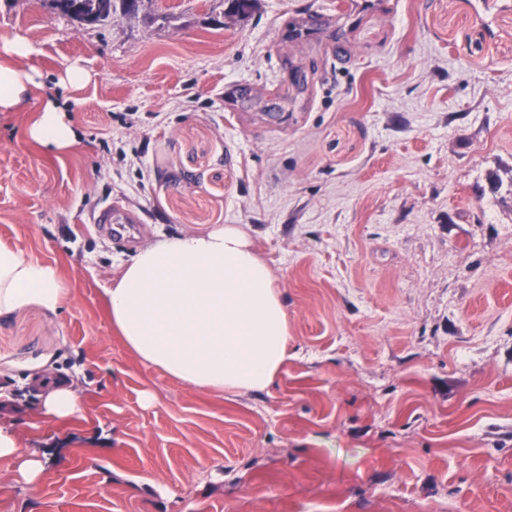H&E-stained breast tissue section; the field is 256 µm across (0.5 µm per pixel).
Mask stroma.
Wrapping results in <instances>:
<instances>
[{
    "instance_id": "stroma-1",
    "label": "stroma",
    "mask_w": 512,
    "mask_h": 512,
    "mask_svg": "<svg viewBox=\"0 0 512 512\" xmlns=\"http://www.w3.org/2000/svg\"><path fill=\"white\" fill-rule=\"evenodd\" d=\"M348 2L143 0L83 25L0 0L41 84L0 112V242L69 288L0 320V427L44 466L23 486L0 461V512H512V0ZM50 100L64 154L26 134ZM108 201L135 241L94 230ZM218 224L286 306L263 392L141 363L106 307L140 247ZM48 371L78 374L74 415L43 416Z\"/></svg>"
}]
</instances>
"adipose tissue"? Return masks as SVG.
Returning <instances> with one entry per match:
<instances>
[{
	"instance_id": "obj_1",
	"label": "adipose tissue",
	"mask_w": 512,
	"mask_h": 512,
	"mask_svg": "<svg viewBox=\"0 0 512 512\" xmlns=\"http://www.w3.org/2000/svg\"><path fill=\"white\" fill-rule=\"evenodd\" d=\"M34 47L21 36L0 45V112L25 109L37 88ZM31 140L63 153L75 142L72 123L54 102L37 112ZM68 290L57 266L0 244V318L35 305L57 311ZM114 329L142 363L203 391L267 390L288 357V317L268 265L248 234L224 224L159 240L117 269L105 290ZM42 410L65 418L78 408L74 384L41 379ZM16 483L30 485L42 463L0 430V461Z\"/></svg>"
}]
</instances>
